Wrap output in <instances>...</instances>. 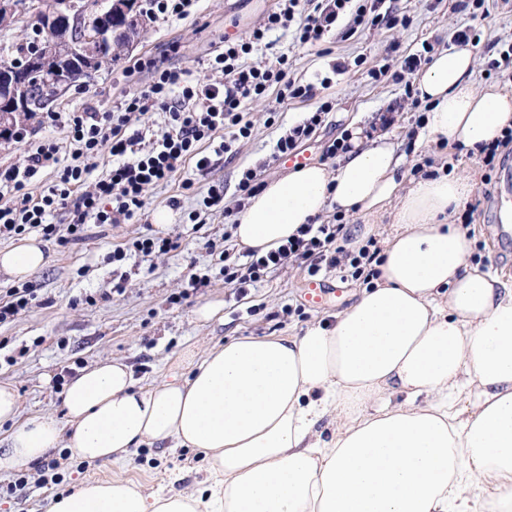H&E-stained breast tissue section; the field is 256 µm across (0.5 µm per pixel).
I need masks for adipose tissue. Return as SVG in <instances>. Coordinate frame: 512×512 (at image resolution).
Here are the masks:
<instances>
[{
  "instance_id": "adipose-tissue-1",
  "label": "adipose tissue",
  "mask_w": 512,
  "mask_h": 512,
  "mask_svg": "<svg viewBox=\"0 0 512 512\" xmlns=\"http://www.w3.org/2000/svg\"><path fill=\"white\" fill-rule=\"evenodd\" d=\"M470 47L438 53L416 77L426 103L419 141L478 145L512 127V93L474 83ZM351 148L336 170L311 164L248 198L234 236L269 251L331 209L378 210L399 197L381 274L332 327L242 337L209 350L192 378L137 386L120 361L84 368L66 386L65 422L22 417L0 384V471H26L63 446L119 464L146 443L205 452L203 491L146 493L129 481L84 483L48 512H484L512 504V281L470 261L467 231L448 216L474 192L439 171L401 189L386 136ZM48 262L31 237L0 252L25 278ZM397 392L405 404H392ZM336 424L330 440L317 430Z\"/></svg>"
}]
</instances>
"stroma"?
<instances>
[{"mask_svg":"<svg viewBox=\"0 0 512 512\" xmlns=\"http://www.w3.org/2000/svg\"><path fill=\"white\" fill-rule=\"evenodd\" d=\"M276 0H196L183 19H147L133 47L112 67L95 73L92 79L73 83L55 102L57 112L110 110L127 94L149 84L150 68H137V61L154 60L163 67L182 72L190 83L221 81L211 71L208 60L224 46L225 35L248 36L263 24ZM381 12L407 18V25L382 24L353 35L335 34L326 48L297 45L291 33L270 32L273 48L258 46L249 55L251 65L271 62L284 54L292 66L291 78L317 85L315 99L278 104L274 96L247 104L244 118L252 125L250 138L235 142L229 153H215L214 143L203 146L210 156L207 172L187 163L179 176L144 192V208L139 221L132 224L89 225L83 240L69 246L49 241L45 251L48 264L25 280H17L0 269V296L10 288H30L33 299L14 320L0 323V383L12 384L21 397L23 415L42 414L64 418L66 386L86 367L113 360L130 365L139 385L150 386L164 380L187 379L194 364L207 350L242 336L262 338L290 336L307 326L332 321L348 308L362 291V281L331 271L325 281L336 283L342 295L321 306L305 303L301 293L310 277L306 268L291 264L270 274L246 297H236L226 285L221 265L205 247L207 240H221L225 211L235 210L241 197L239 180L243 171L260 169L263 184L282 179L289 173L283 161L274 159L278 138L301 121L319 104L331 101L333 108L323 116L317 133L302 145L311 163L335 167L325 148L344 131L358 127L364 141L388 131L403 155L404 180H411L416 164L432 158L435 167L452 166L454 173L466 175L475 184L471 197L478 208L467 230L473 244V262L483 269L512 274V239L501 227L502 219H512V152L498 156L494 167H485L481 158L459 152L449 161L446 148L417 142L420 112L404 98L403 85L392 81H373L369 67L383 61L389 48L409 55L420 50L423 41L437 43L439 49L453 46V34L470 25L481 35L474 46V78L483 87L512 90V80L486 77L485 63L495 39L512 37V0H497L487 16L471 17L453 8V0H384ZM362 57L363 66L343 74L333 71L337 59ZM329 88H321L323 78ZM389 113L393 121L382 126L380 117ZM56 140L61 154L70 146L62 127L45 123L36 116L26 125L22 140L0 141V168L21 164L28 148L43 139ZM191 189H183L184 180ZM224 188L220 205L203 204L209 186ZM397 201L388 202L380 212L368 216L337 217L325 211L322 223L342 222L346 249L377 243L396 229ZM171 213L168 223L159 224V210ZM154 232L177 240V250L165 255H128L119 265L110 255L116 245ZM208 275V287L187 291L190 272ZM122 292H113L115 283ZM215 304L219 313L211 320L197 317L200 307ZM48 459L61 461L60 483L41 484L36 470H29L24 486H15V472L0 471V512H47L51 499L81 481L120 478L146 493L165 491L189 493L202 487L209 463L195 448H165L143 445L129 464H89L71 456L67 449L54 448Z\"/></svg>","mask_w":512,"mask_h":512,"instance_id":"stroma-1","label":"stroma"}]
</instances>
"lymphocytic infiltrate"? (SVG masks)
I'll return each instance as SVG.
<instances>
[{
  "label": "lymphocytic infiltrate",
  "mask_w": 512,
  "mask_h": 512,
  "mask_svg": "<svg viewBox=\"0 0 512 512\" xmlns=\"http://www.w3.org/2000/svg\"><path fill=\"white\" fill-rule=\"evenodd\" d=\"M381 2L278 0L262 26L249 37L225 39L223 52L210 60L211 70L222 73L221 82L188 85L180 73L157 66L147 87L126 96L111 111L52 114L51 122L68 133L70 153L61 157L57 143L45 140L27 151L21 165L0 171V237L36 230L45 239L67 245L82 240L88 224H126L138 218L146 188L169 182L191 159L197 170L208 168L210 159L200 146L218 131L230 132L236 140L251 136L252 128L243 120L247 102L266 97L272 89L281 104L314 97L313 84L290 78L287 56H277L271 65L246 64V57L269 32L289 29L299 45L317 46L340 25L349 34L378 26L386 19L379 11ZM386 20L393 25L399 22L395 16ZM434 52L432 43H423L421 51L407 56L399 70L383 63L369 69L368 75L376 81L389 78L403 84L413 107H421L408 77L430 63ZM152 110L163 112L165 129L149 140L138 122ZM105 150L115 161L106 176L91 180L96 160ZM45 168L53 169L55 183L40 197H33L28 185ZM58 214L64 217L59 224L54 221ZM343 230L340 224H304L279 248L263 255L251 249L242 259L216 241H207L206 247L222 263L225 284L241 295L291 263L305 265L312 276L336 269L356 279L377 277L375 264L381 256L375 240L349 251L337 244Z\"/></svg>",
  "instance_id": "obj_1"
}]
</instances>
